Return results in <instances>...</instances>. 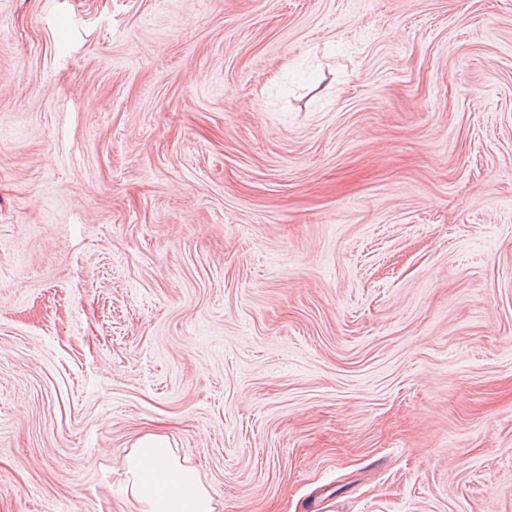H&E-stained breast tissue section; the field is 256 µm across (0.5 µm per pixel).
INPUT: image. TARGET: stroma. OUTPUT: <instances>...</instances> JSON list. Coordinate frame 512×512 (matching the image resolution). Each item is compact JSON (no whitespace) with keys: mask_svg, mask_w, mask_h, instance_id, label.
I'll list each match as a JSON object with an SVG mask.
<instances>
[{"mask_svg":"<svg viewBox=\"0 0 512 512\" xmlns=\"http://www.w3.org/2000/svg\"><path fill=\"white\" fill-rule=\"evenodd\" d=\"M512 512V0H0V512ZM129 493L142 512H215V500L192 467L175 455L168 437L140 436L126 457Z\"/></svg>","mask_w":512,"mask_h":512,"instance_id":"35a3bbf8","label":"stroma"}]
</instances>
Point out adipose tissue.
Here are the masks:
<instances>
[{"label":"adipose tissue","instance_id":"ef3b65f1","mask_svg":"<svg viewBox=\"0 0 512 512\" xmlns=\"http://www.w3.org/2000/svg\"><path fill=\"white\" fill-rule=\"evenodd\" d=\"M125 476L142 512H216L213 495L196 470L182 464L164 434L137 439L126 457Z\"/></svg>","mask_w":512,"mask_h":512}]
</instances>
